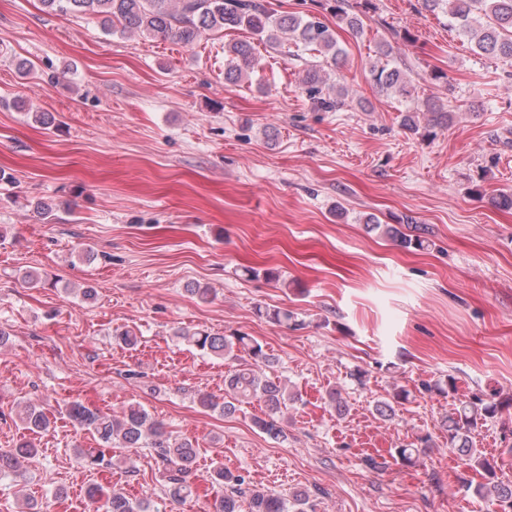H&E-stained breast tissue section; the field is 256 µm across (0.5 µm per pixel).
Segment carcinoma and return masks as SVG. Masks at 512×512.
<instances>
[{"label": "carcinoma", "mask_w": 512, "mask_h": 512, "mask_svg": "<svg viewBox=\"0 0 512 512\" xmlns=\"http://www.w3.org/2000/svg\"><path fill=\"white\" fill-rule=\"evenodd\" d=\"M45 11L62 15L90 16L98 20L107 34H138L144 38H170L184 45L196 43L202 34L214 31L246 28L258 39L274 49L285 46L301 47L313 52L321 61L305 70L301 83L312 104L324 112H339L349 107L347 89L326 79L325 67H336L344 51L336 41L333 30L314 15L288 13L271 14L263 0H40ZM327 10L351 31L359 33L364 19L373 7L372 0H326ZM431 12L441 10L448 14V26L464 35L481 53L512 58V0H423ZM224 83L238 85L255 69L256 47L247 41H236L225 46ZM392 47L379 48L380 63L372 66L371 80L386 95L400 102L415 99V87L408 77L404 60L391 57ZM430 115L428 125L445 127L451 121V112L432 98L405 109L401 126L411 134L420 132L419 113ZM372 229L404 248L421 249L426 240L420 235L402 232L394 226L372 224ZM258 313L279 325L296 322L288 310L265 308ZM176 335L192 343L205 354L218 359L236 360L243 353L248 360L230 370L224 378V401L210 396L199 398L205 410H218L232 416L242 404L256 399L266 407L265 417L256 421L260 432L274 440H285L281 418L288 406L296 400L288 384L266 374V368L275 364L258 340L246 334L224 336L206 330H179ZM409 391L397 387L391 399L376 405V413L384 421L396 416V407L408 401ZM501 404L494 400L463 402L453 415L444 419L442 428L448 437V447L466 458L468 465L480 476L474 492L493 506V512H512V487L496 481L495 462L473 448L472 434L486 419L494 416ZM60 413L83 431L90 433L104 448H150L156 457L170 467L169 496L182 500L193 494V486L183 479L197 457L193 442L178 438L138 403H130L118 416L103 415L81 403L64 405ZM22 429L31 435L47 431L51 421L39 404H26L20 414ZM431 436L402 443L391 456L399 463L411 464L421 449L430 447ZM83 467L112 464L102 451L74 449ZM38 449L28 440L19 441L8 451H0V479L8 476L26 461L36 457ZM206 481L224 489L216 500L214 512H315V503L306 491L291 498L258 486L246 484L245 478L224 468V462L214 460ZM90 501L97 504L96 512H150L148 499H131L121 492H112L100 498L99 489H88Z\"/></svg>", "instance_id": "carcinoma-1"}]
</instances>
